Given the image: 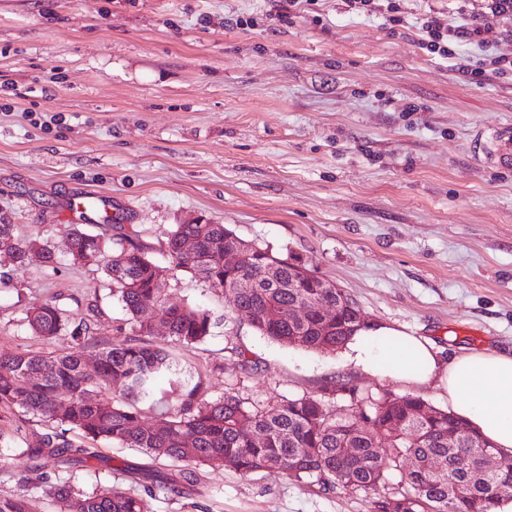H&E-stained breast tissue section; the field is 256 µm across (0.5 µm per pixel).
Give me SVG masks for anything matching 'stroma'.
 <instances>
[{
  "label": "stroma",
  "instance_id": "stroma-1",
  "mask_svg": "<svg viewBox=\"0 0 512 512\" xmlns=\"http://www.w3.org/2000/svg\"><path fill=\"white\" fill-rule=\"evenodd\" d=\"M409 21L349 12L344 0H0V221L48 243L55 268L31 255L0 278V352L61 355L70 335L29 333L24 310L53 299L72 321L92 317L100 339L131 335L101 264H71L65 227L111 235L110 220L79 214L84 195L154 254L174 224L199 216L311 266L367 321L430 340L440 360L512 350V171L469 152L474 131L512 123V76L471 83L457 59L428 56L411 22L448 0H400ZM221 320L182 351L211 396L253 403L341 384L351 398L413 394L414 386L356 367L347 350L305 351L257 335L231 303L186 275L161 288ZM98 307L90 314L88 304ZM257 370L231 367L234 348ZM45 426L0 410V495L19 477L47 488L53 456L28 459ZM109 465L67 471L75 489L131 490L130 448L103 446ZM199 496L151 502V512H367L364 494L326 493L275 470L202 471Z\"/></svg>",
  "mask_w": 512,
  "mask_h": 512
}]
</instances>
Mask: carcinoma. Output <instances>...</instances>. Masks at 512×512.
<instances>
[{"label": "carcinoma", "instance_id": "cac0c4a2", "mask_svg": "<svg viewBox=\"0 0 512 512\" xmlns=\"http://www.w3.org/2000/svg\"><path fill=\"white\" fill-rule=\"evenodd\" d=\"M223 224H175L167 232L166 263L131 232L112 235V244L80 224L67 225L69 260L91 264L112 248L104 274L112 297L126 311L139 338L115 336L103 343L97 362L86 370L83 349L98 342L94 325L73 323L51 301L32 304L30 331L51 340L70 332L74 350L65 355L29 351L0 353V408L19 407L47 427L38 446L26 449L33 462L50 454L67 464L107 462L96 443L132 448L154 462L183 463L178 470L122 468L142 487L131 494L114 487L77 493L69 480L53 486L59 512H150L151 500L199 492V467L214 464L241 476L277 470L290 481L312 480L325 491L363 493L369 512H498L512 501V474L477 476L475 452L495 451L471 427L419 396H385L371 409L357 394L353 414L341 421L328 408L343 387L328 383L316 395L281 397L265 404L232 391L212 397L202 376L181 363L178 347L203 343L215 327L209 310L170 304L155 288L162 279L188 274L228 297L232 313L247 317L261 336L285 347L320 351L343 349L369 324L341 288H324L316 276L300 278L297 267L251 241L241 262L224 266V249L237 239ZM50 267L58 258L50 245L21 237L16 225L0 224V267L22 266L33 252ZM241 279L251 287L238 288ZM295 303L309 312L299 322L289 315ZM332 306L324 315L321 306ZM159 409L161 430L142 418V408ZM459 444L448 447V431ZM75 432L88 444L77 445ZM352 449L348 455L343 447ZM192 448L187 456L183 449ZM441 461L444 468L433 469ZM399 474L396 485L388 483ZM0 497V512H38L34 487Z\"/></svg>", "mask_w": 512, "mask_h": 512}]
</instances>
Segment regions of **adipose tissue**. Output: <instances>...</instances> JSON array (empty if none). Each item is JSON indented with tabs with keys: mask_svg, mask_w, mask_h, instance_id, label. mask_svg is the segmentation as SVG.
Returning <instances> with one entry per match:
<instances>
[{
	"mask_svg": "<svg viewBox=\"0 0 512 512\" xmlns=\"http://www.w3.org/2000/svg\"><path fill=\"white\" fill-rule=\"evenodd\" d=\"M396 339L378 354L369 339ZM351 359L363 371H383L413 385L436 384L448 395L453 413L504 454H512V352L461 354L449 362L437 359L432 345L383 326L355 336Z\"/></svg>",
	"mask_w": 512,
	"mask_h": 512,
	"instance_id": "obj_1",
	"label": "adipose tissue"
}]
</instances>
